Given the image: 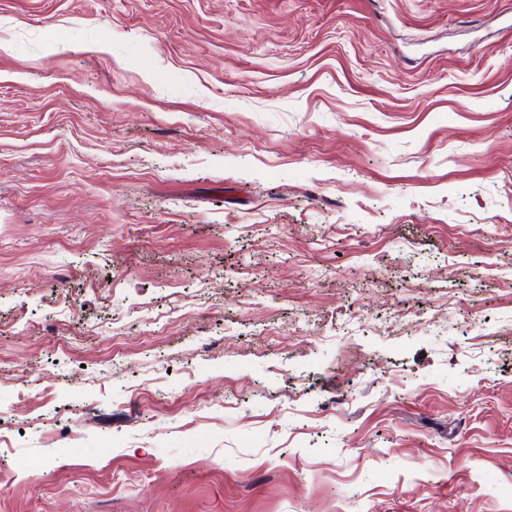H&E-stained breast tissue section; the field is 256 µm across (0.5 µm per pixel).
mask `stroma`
Returning <instances> with one entry per match:
<instances>
[{
    "instance_id": "35a3bbf8",
    "label": "stroma",
    "mask_w": 512,
    "mask_h": 512,
    "mask_svg": "<svg viewBox=\"0 0 512 512\" xmlns=\"http://www.w3.org/2000/svg\"><path fill=\"white\" fill-rule=\"evenodd\" d=\"M0 512H512V0H0Z\"/></svg>"
}]
</instances>
